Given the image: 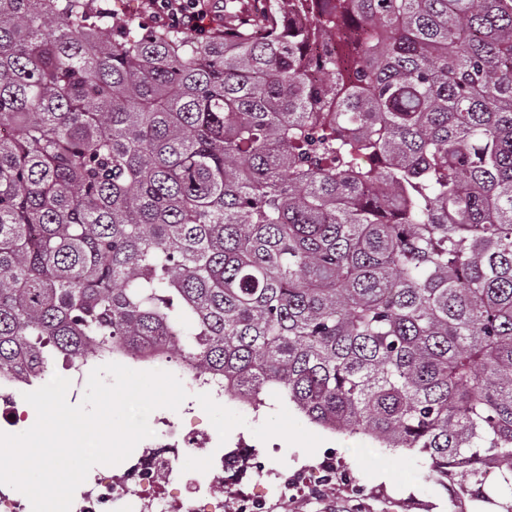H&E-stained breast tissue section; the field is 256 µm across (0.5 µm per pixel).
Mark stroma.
I'll use <instances>...</instances> for the list:
<instances>
[{"instance_id": "35a3bbf8", "label": "stroma", "mask_w": 512, "mask_h": 512, "mask_svg": "<svg viewBox=\"0 0 512 512\" xmlns=\"http://www.w3.org/2000/svg\"><path fill=\"white\" fill-rule=\"evenodd\" d=\"M102 5L125 30L140 34L155 25L147 0H102ZM221 403L246 420L231 431L224 448L232 450L240 440L254 447L244 480L253 484L262 512H506L512 505V492L496 481L486 484L480 498L450 490L410 451L319 428L288 404L255 410L228 397ZM330 463L337 470L322 492H288L303 475H323Z\"/></svg>"}]
</instances>
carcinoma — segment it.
<instances>
[{
	"label": "carcinoma",
	"instance_id": "carcinoma-1",
	"mask_svg": "<svg viewBox=\"0 0 512 512\" xmlns=\"http://www.w3.org/2000/svg\"><path fill=\"white\" fill-rule=\"evenodd\" d=\"M2 127L0 375L151 342L512 489V0H0ZM147 1H149L147 5ZM211 0H102L101 3L126 31L142 34L156 28L152 12L164 25L184 29V35L192 40H201L200 34L208 31L209 4ZM194 31V32H192ZM196 32V33H195ZM199 34V35H198Z\"/></svg>",
	"mask_w": 512,
	"mask_h": 512
}]
</instances>
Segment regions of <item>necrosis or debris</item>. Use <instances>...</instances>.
I'll return each mask as SVG.
<instances>
[{"label":"necrosis or debris","mask_w":512,"mask_h":512,"mask_svg":"<svg viewBox=\"0 0 512 512\" xmlns=\"http://www.w3.org/2000/svg\"><path fill=\"white\" fill-rule=\"evenodd\" d=\"M207 433L188 423L169 424L147 440L115 475L103 474L81 484L71 512H224V489L236 488L241 512H260V504L241 483L247 449L212 452ZM190 455L201 463L191 479H183L181 462ZM185 480V494L172 498L167 489Z\"/></svg>","instance_id":"1"}]
</instances>
